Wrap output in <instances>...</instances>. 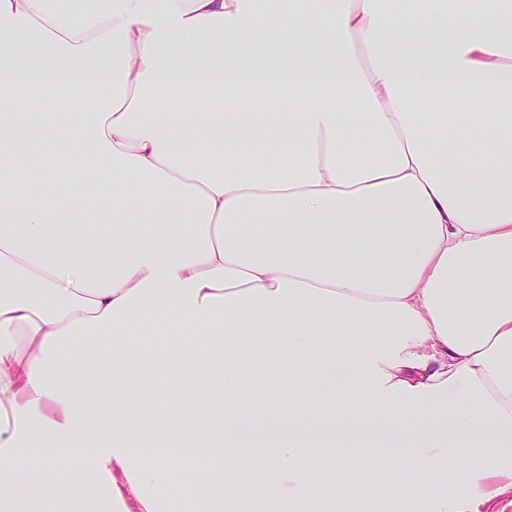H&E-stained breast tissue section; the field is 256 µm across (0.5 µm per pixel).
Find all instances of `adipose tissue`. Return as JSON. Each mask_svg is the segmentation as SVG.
Returning <instances> with one entry per match:
<instances>
[{
	"instance_id": "adipose-tissue-1",
	"label": "adipose tissue",
	"mask_w": 512,
	"mask_h": 512,
	"mask_svg": "<svg viewBox=\"0 0 512 512\" xmlns=\"http://www.w3.org/2000/svg\"><path fill=\"white\" fill-rule=\"evenodd\" d=\"M105 2L0 0V512H478L512 490V0H306L272 56L258 0ZM257 126L274 138L225 165ZM22 141L56 151L39 182ZM172 322L203 398L67 383L64 348L120 338L134 375L133 330ZM342 335L364 400L337 417L301 395ZM260 371L287 381L253 396Z\"/></svg>"
}]
</instances>
